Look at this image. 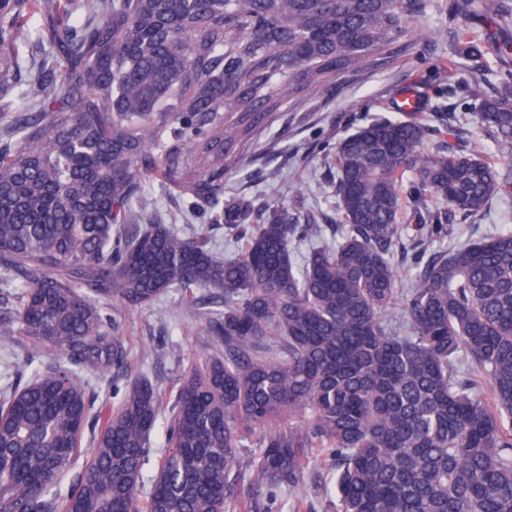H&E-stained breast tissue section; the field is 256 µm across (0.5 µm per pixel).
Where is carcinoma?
Listing matches in <instances>:
<instances>
[{
	"instance_id": "cac0c4a2",
	"label": "carcinoma",
	"mask_w": 512,
	"mask_h": 512,
	"mask_svg": "<svg viewBox=\"0 0 512 512\" xmlns=\"http://www.w3.org/2000/svg\"><path fill=\"white\" fill-rule=\"evenodd\" d=\"M455 2L450 33L418 25L421 0H0V96L21 80L23 32L45 55L0 143V283L20 297L0 336H24L31 364L60 355L0 395V512H257L245 476L288 492L274 512H314L319 459L335 467L325 512H512V232L403 252L407 288L393 261L402 233L442 241L512 194V170L427 147L446 120L421 118L427 102L483 55L470 20L512 21L509 0ZM449 39L438 84L396 90L401 116L334 145L335 246L299 260L315 224L271 197L220 201L269 113ZM498 81L475 112L507 154L512 69ZM153 177L224 203L245 248L219 258L205 233L159 223ZM171 291L187 314L203 291L224 310L201 324L221 350L184 368L165 418L100 300ZM89 372L126 377L114 403L95 407Z\"/></svg>"
}]
</instances>
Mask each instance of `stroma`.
Instances as JSON below:
<instances>
[{
    "mask_svg": "<svg viewBox=\"0 0 512 512\" xmlns=\"http://www.w3.org/2000/svg\"><path fill=\"white\" fill-rule=\"evenodd\" d=\"M472 27L487 45L476 68L484 76L481 90L488 94L492 91L490 81L494 73L512 67V56L503 58L494 50L495 45L512 41V23L499 25L476 18ZM452 53V42L428 43L422 51L424 65L364 68L339 78L329 97L296 100L272 113L267 128L258 136L257 151L242 158L238 172L225 176V197L271 195L296 208L301 217L325 226L336 216L337 199L333 188L335 159L323 151V144L336 142L363 119L390 115L395 89L416 78H429L441 60ZM468 99L466 90L461 89L447 100L453 113L450 143L465 145L490 157L499 167H507L512 158L500 152L475 113L465 112L464 103ZM156 200L166 226L187 235L206 233L214 253L219 256L236 249L237 244L223 222L191 216L189 197L174 190L157 195ZM507 227L512 229V199H496L481 216L454 225L448 239L427 241L423 247L430 252L447 249ZM103 308L110 314L122 313L136 370L148 375L162 391L171 390L183 367L192 359L213 349L214 341L201 330L198 318L181 311L177 293H168L154 303L135 308L124 309L113 301L104 302ZM28 355L26 339L0 336V392L9 390L19 375L27 372Z\"/></svg>",
    "mask_w": 512,
    "mask_h": 512,
    "instance_id": "stroma-1",
    "label": "stroma"
}]
</instances>
